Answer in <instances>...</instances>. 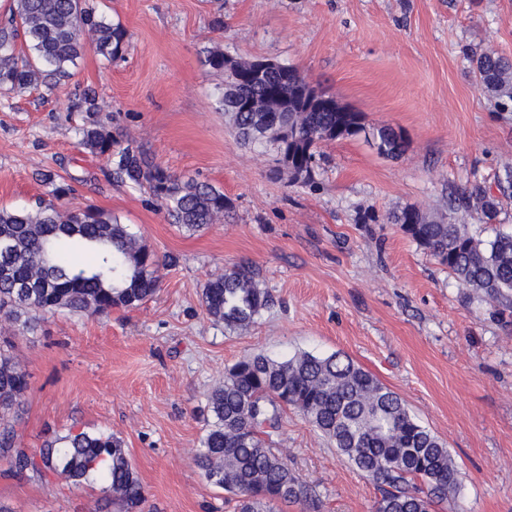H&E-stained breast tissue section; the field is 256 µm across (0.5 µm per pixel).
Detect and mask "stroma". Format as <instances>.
I'll list each match as a JSON object with an SVG mask.
<instances>
[{
    "label": "stroma",
    "mask_w": 512,
    "mask_h": 512,
    "mask_svg": "<svg viewBox=\"0 0 512 512\" xmlns=\"http://www.w3.org/2000/svg\"><path fill=\"white\" fill-rule=\"evenodd\" d=\"M122 24L120 57L86 47L70 78L0 90V207L49 198L38 172L73 181L70 207H95L132 225L162 264L156 295L107 314L46 316L17 338L31 389L17 428L23 447L47 432L122 439L145 490L144 512H235L230 494L195 466L212 421L207 395L240 358L340 353L398 393L444 440L462 482L433 512H512V312L461 288L399 225L407 206L454 216L477 239L512 233V197L492 224L449 213L448 198L495 188L512 167V110L482 88L472 55L512 61V0H89ZM221 49L299 70L407 142L398 158L364 137L322 143L313 179H292L276 152L244 144L218 110L223 73L204 63ZM105 104L99 120L120 145L223 190L224 221L191 233L171 223L149 188L121 182L78 146L79 96ZM249 265L270 295L243 332L202 300L211 274ZM273 448L319 512H374L373 483L333 443L289 410ZM12 512H101L103 484L79 488L4 476Z\"/></svg>",
    "instance_id": "obj_1"
}]
</instances>
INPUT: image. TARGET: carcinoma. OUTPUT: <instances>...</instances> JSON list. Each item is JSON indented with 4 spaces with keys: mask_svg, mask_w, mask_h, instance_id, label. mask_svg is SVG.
Returning a JSON list of instances; mask_svg holds the SVG:
<instances>
[{
    "mask_svg": "<svg viewBox=\"0 0 512 512\" xmlns=\"http://www.w3.org/2000/svg\"><path fill=\"white\" fill-rule=\"evenodd\" d=\"M91 35L97 52L117 57L128 38L87 0H13L0 21V89L22 91L70 76ZM30 51L19 57L17 40ZM484 89L512 102V63L490 52L476 57ZM248 110L227 95L218 110L230 118L245 141L278 154L306 158L317 145L345 137L368 136L380 154L402 155L388 128L367 131L358 112H316L299 92L297 75L275 69L255 77L246 90ZM82 102L89 121L80 147L115 165V173L133 187L148 185L171 223L196 232L224 219V192L192 176L176 175L138 148L117 142L94 120L95 95ZM40 181L52 187L54 201L33 207L0 208V315L8 327L0 335V460L7 477L35 476L44 482L63 477L79 487L96 469L123 512H140L144 488L132 468L123 441L103 432L57 435L30 452L20 447L16 422L30 390L28 373L15 361L8 333H30L43 316L56 312L93 315L131 309L158 290L159 258L130 225L104 210H70L58 204L72 187L47 170ZM484 224L494 223L500 200L474 185L456 198ZM394 223L468 290L512 305V234L482 241L465 225L427 220L416 208H404ZM206 310L230 330L255 324L270 302L253 272L234 266L212 274L202 289ZM213 421L195 450L194 461L214 486L235 497L238 512H274L279 503L316 512L319 495L300 482L286 459L265 439L292 409L329 438L338 453L379 491L374 512H430L449 503L460 484L446 444L411 413L404 400L347 356L301 353L273 359L245 356L225 369L224 384L208 395Z\"/></svg>",
    "mask_w": 512,
    "mask_h": 512,
    "instance_id": "obj_1",
    "label": "carcinoma"
}]
</instances>
